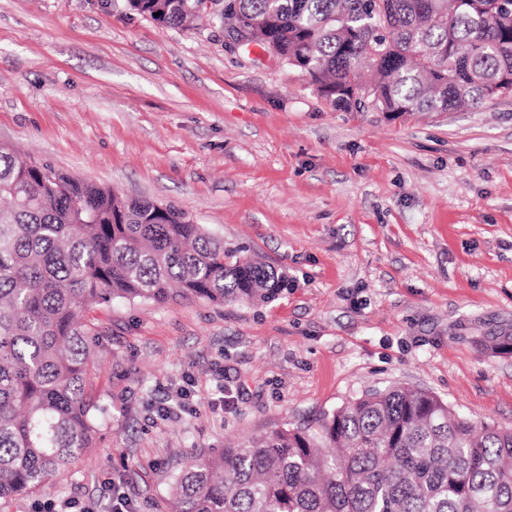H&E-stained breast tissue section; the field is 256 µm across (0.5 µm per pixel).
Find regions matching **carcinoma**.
<instances>
[{"instance_id": "carcinoma-1", "label": "carcinoma", "mask_w": 512, "mask_h": 512, "mask_svg": "<svg viewBox=\"0 0 512 512\" xmlns=\"http://www.w3.org/2000/svg\"><path fill=\"white\" fill-rule=\"evenodd\" d=\"M171 29L203 19L300 68L336 109L451 112L512 97V0H126ZM276 267L171 206L0 147V501L93 446L86 307L180 297L272 302ZM169 512H512V430L430 391L370 389L173 479Z\"/></svg>"}]
</instances>
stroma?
Listing matches in <instances>:
<instances>
[{
	"label": "stroma",
	"mask_w": 512,
	"mask_h": 512,
	"mask_svg": "<svg viewBox=\"0 0 512 512\" xmlns=\"http://www.w3.org/2000/svg\"><path fill=\"white\" fill-rule=\"evenodd\" d=\"M126 0H0V145L184 211L292 285L274 302L86 310L100 407L67 469L0 512H167L190 457L418 387L512 429V97L333 108L299 68Z\"/></svg>",
	"instance_id": "stroma-1"
}]
</instances>
